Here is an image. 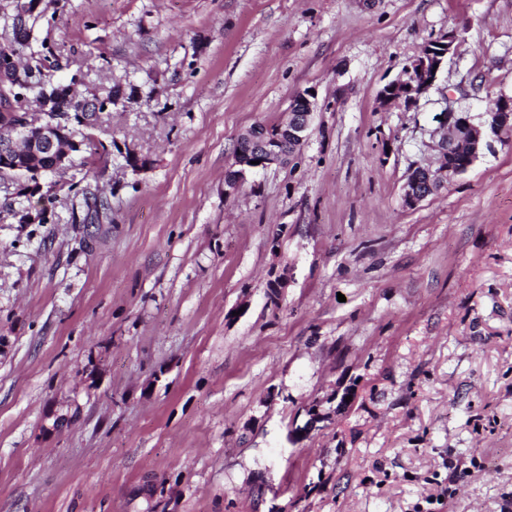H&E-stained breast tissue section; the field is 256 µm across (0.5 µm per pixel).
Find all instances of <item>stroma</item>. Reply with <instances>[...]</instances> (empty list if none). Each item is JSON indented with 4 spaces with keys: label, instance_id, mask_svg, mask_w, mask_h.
<instances>
[{
    "label": "stroma",
    "instance_id": "35a3bbf8",
    "mask_svg": "<svg viewBox=\"0 0 512 512\" xmlns=\"http://www.w3.org/2000/svg\"><path fill=\"white\" fill-rule=\"evenodd\" d=\"M43 6L56 79L119 98L45 223L0 202V512L512 508V142L402 203L441 112L512 96V0ZM304 90L299 153L229 190L239 134ZM456 40L455 33L431 40L427 51L410 60L402 68L401 76L383 88L381 98L389 104L405 107L415 105L433 86L445 58L454 50ZM434 65H437V68H434ZM432 70H435V73H432Z\"/></svg>",
    "mask_w": 512,
    "mask_h": 512
}]
</instances>
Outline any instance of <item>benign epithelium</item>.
Listing matches in <instances>:
<instances>
[{
  "mask_svg": "<svg viewBox=\"0 0 512 512\" xmlns=\"http://www.w3.org/2000/svg\"><path fill=\"white\" fill-rule=\"evenodd\" d=\"M42 4V0H3L0 3V18L8 17L13 24L20 26L31 21ZM457 35L449 33L431 41L427 51L409 61L402 68L401 76L386 85L380 93L381 98L394 105L411 107L420 97L433 86L445 58L454 50ZM0 80L13 87H26V79L18 66L17 55L7 51L0 55ZM314 94L306 92L301 99L298 115L291 116L288 122L280 125L275 134L255 137L256 128L252 127L240 137V142H256V151H237L234 174L228 185L235 190L244 181L246 174L258 167H268L289 158L286 144L300 146L308 136L311 115L313 113ZM30 97L20 92L17 100H0V123L10 130V144L3 146L2 156H7L9 146L29 143L31 151L42 150L53 152L59 143L68 147L56 157V168H66L73 150L82 149V142L75 139L73 132V117L70 114L54 112L52 116L38 127L36 133H31L32 126L26 109ZM441 123L448 126V137L437 145L439 159L436 168L429 169L428 178L432 190H437L448 184V179L466 172L491 146V140L512 135V97L502 96L498 99V108L490 115L487 123L476 124L465 112L448 109L442 115ZM460 144L465 150L466 162H455L453 150L455 144ZM13 170L18 172L20 179L5 183L6 198L15 199L20 195L39 196L44 193L45 183L43 169H29L15 163ZM427 196L424 192L418 171H413L403 186L402 199L407 207L417 205Z\"/></svg>",
  "mask_w": 512,
  "mask_h": 512,
  "instance_id": "1",
  "label": "benign epithelium"
}]
</instances>
